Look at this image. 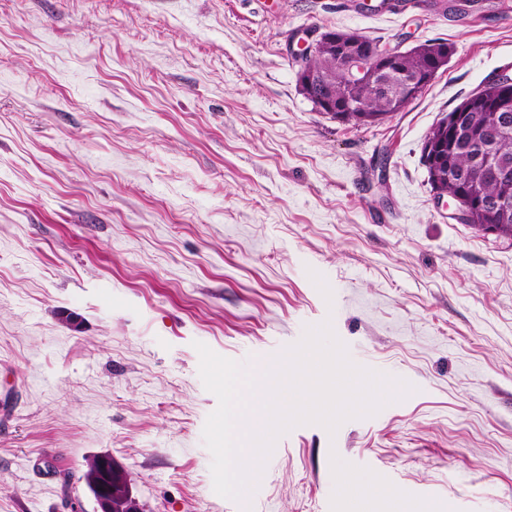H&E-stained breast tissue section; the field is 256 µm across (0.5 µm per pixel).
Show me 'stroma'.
Returning a JSON list of instances; mask_svg holds the SVG:
<instances>
[{
    "mask_svg": "<svg viewBox=\"0 0 512 512\" xmlns=\"http://www.w3.org/2000/svg\"><path fill=\"white\" fill-rule=\"evenodd\" d=\"M453 2L0 0V512H97V455L145 512H344L351 462L414 504L512 512V239L453 220L421 160L512 75V0ZM316 28L451 54L356 126L299 90ZM327 320L412 393L294 427L248 503L219 496L194 342L266 365ZM103 457V462L100 466L99 459ZM87 470L84 474L86 485L89 490L95 494L94 485L112 473V479L104 485L103 493H99L96 501L98 512H112V483L120 481L125 482L127 473L125 470L114 460L107 456H95L87 460Z\"/></svg>",
    "mask_w": 512,
    "mask_h": 512,
    "instance_id": "1",
    "label": "stroma"
}]
</instances>
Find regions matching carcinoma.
Listing matches in <instances>:
<instances>
[{
    "mask_svg": "<svg viewBox=\"0 0 512 512\" xmlns=\"http://www.w3.org/2000/svg\"><path fill=\"white\" fill-rule=\"evenodd\" d=\"M332 36L335 43L326 45L307 59L309 70L323 72L338 56L347 52L361 53L374 42L360 32L337 28L332 30ZM449 53L448 46L436 40L421 43L400 58L394 67L395 73L378 77V88L359 86L338 68L336 104L356 99L374 122L380 123L411 102L401 88V78L429 82L448 64ZM298 84L302 94L315 108H320L321 98L328 96L327 88L316 80L307 84L300 79ZM470 116L469 132L459 137L453 150L449 151L451 168L465 174L486 199L501 204L504 211L494 217L493 223L498 236L512 239V195L508 193V187L512 186V116L499 126L492 125L488 116L476 108L471 110ZM86 467L84 478L91 491L97 482L109 475L114 482L123 483L127 478L125 470L107 456L102 461L97 456L87 460Z\"/></svg>",
    "mask_w": 512,
    "mask_h": 512,
    "instance_id": "obj_1",
    "label": "carcinoma"
}]
</instances>
